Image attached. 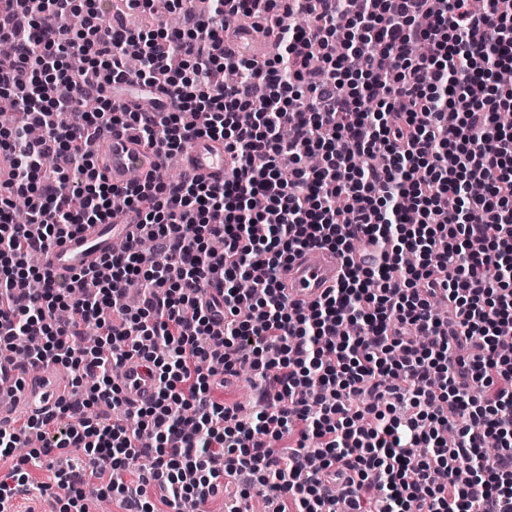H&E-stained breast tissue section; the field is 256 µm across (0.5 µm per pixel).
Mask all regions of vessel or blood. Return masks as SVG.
Segmentation results:
<instances>
[{
  "label": "vessel or blood",
  "mask_w": 512,
  "mask_h": 512,
  "mask_svg": "<svg viewBox=\"0 0 512 512\" xmlns=\"http://www.w3.org/2000/svg\"><path fill=\"white\" fill-rule=\"evenodd\" d=\"M151 163L144 150L123 135H112L100 165L116 187L144 180ZM231 158L221 142L206 138L193 141L184 157L185 170L212 183L224 180ZM136 224H93L75 236L50 248L43 255V267L78 274L99 267L111 255L115 241L137 236ZM342 259L334 251L304 249L283 270L281 280L291 301L309 304L336 285ZM158 385L151 365L141 358L128 359L122 369L120 387L126 407L135 408L152 401ZM69 378L59 369L44 366H12L0 371V426L11 427L17 418L52 417L60 400L69 396Z\"/></svg>",
  "instance_id": "b4317fda"
}]
</instances>
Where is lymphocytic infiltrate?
<instances>
[{"label":"lymphocytic infiltrate","mask_w":512,"mask_h":512,"mask_svg":"<svg viewBox=\"0 0 512 512\" xmlns=\"http://www.w3.org/2000/svg\"><path fill=\"white\" fill-rule=\"evenodd\" d=\"M125 2L150 27L109 16L104 0H0L13 47L0 95L43 130L0 127L14 169L0 187V352L75 370L81 394L51 419L0 428V460L14 461L0 512L35 486L28 463L73 448L88 460L56 473L58 512L105 497L157 512L205 502L225 480L228 512L255 496L275 512H512V356L499 350L512 336V125L498 120L512 111L499 82L512 0L480 13L473 0H208L175 31L158 0ZM244 19L273 37L269 58L235 52L228 31ZM133 46L143 64L131 72ZM226 69L241 80L218 81ZM124 73L156 88L149 110L114 89ZM86 100L96 112L71 124ZM116 131L157 169L199 137L237 163L220 185L185 174L119 190L87 149ZM117 203L140 235L103 270L29 265L111 222ZM308 247L339 253L343 272L302 306L279 273ZM133 280L139 303L114 306ZM132 356L152 364L158 391L125 411L112 374ZM244 366L261 378L245 419L212 396ZM143 457L149 474L124 481ZM89 462L109 470L106 486Z\"/></svg>","instance_id":"lymphocytic-infiltrate-1"}]
</instances>
